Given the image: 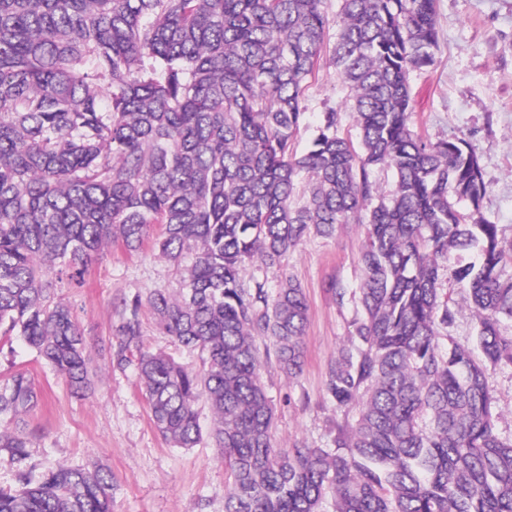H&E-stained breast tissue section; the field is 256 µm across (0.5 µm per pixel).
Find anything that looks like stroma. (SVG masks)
I'll return each instance as SVG.
<instances>
[{
	"instance_id": "35a3bbf8",
	"label": "stroma",
	"mask_w": 512,
	"mask_h": 512,
	"mask_svg": "<svg viewBox=\"0 0 512 512\" xmlns=\"http://www.w3.org/2000/svg\"><path fill=\"white\" fill-rule=\"evenodd\" d=\"M437 28L435 64L410 76L412 123L430 139L459 136L475 147L487 185L481 212L512 242V0H438ZM346 96L333 68H325L305 97L307 120L299 148L308 146L323 112H346ZM364 240L362 226L344 224L332 236H310L280 265L258 272L272 286L283 275H293L309 303L301 375L288 378L273 362L262 369L276 413L278 446L325 445L336 421L324 386L356 314L352 293L361 282ZM474 259L471 250L456 255L442 280L455 304L447 334L468 346L476 320L454 269ZM335 282L347 289L344 300L332 291ZM177 285L167 262L131 255L116 245L94 264L82 287L59 289L92 361L91 388L83 398L71 394L65 378L21 340L0 342V384L11 373L24 372L43 396L31 416L32 461L42 471L66 463L111 474L112 512H224L225 471L214 448L205 441L189 449L167 445L151 421L134 368L109 363L122 299Z\"/></svg>"
}]
</instances>
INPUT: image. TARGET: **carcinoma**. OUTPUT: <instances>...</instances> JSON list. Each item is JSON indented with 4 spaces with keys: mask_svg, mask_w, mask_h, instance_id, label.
<instances>
[{
    "mask_svg": "<svg viewBox=\"0 0 512 512\" xmlns=\"http://www.w3.org/2000/svg\"><path fill=\"white\" fill-rule=\"evenodd\" d=\"M340 2L331 19L322 0H0V337L84 389L89 358L56 290L81 285L114 244L148 250L179 291L123 300L110 361L135 365L167 444L216 449L224 512H512V437L489 385L512 367V243L480 213L472 145L411 121L410 73L438 49L436 0ZM326 53L355 135L330 109L300 152ZM339 224L366 229L361 312L325 394L358 413L323 448H279L261 364L301 373L308 303L291 277L242 280ZM472 248L478 260L454 274L475 351L441 334L454 321L443 271ZM146 314L199 364L147 347ZM38 402L23 372L0 388V448L18 464L0 512H112L107 474H35Z\"/></svg>",
    "mask_w": 512,
    "mask_h": 512,
    "instance_id": "cac0c4a2",
    "label": "carcinoma"
}]
</instances>
